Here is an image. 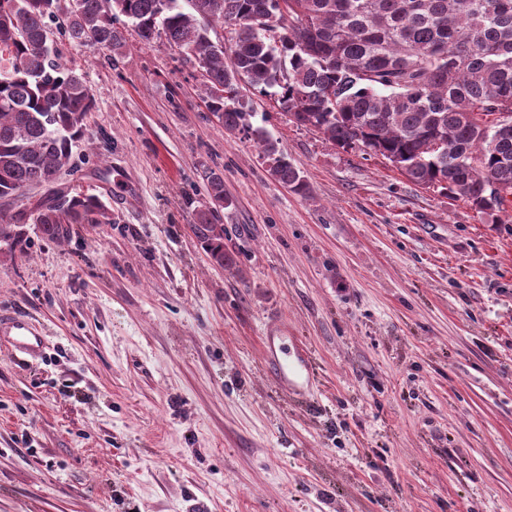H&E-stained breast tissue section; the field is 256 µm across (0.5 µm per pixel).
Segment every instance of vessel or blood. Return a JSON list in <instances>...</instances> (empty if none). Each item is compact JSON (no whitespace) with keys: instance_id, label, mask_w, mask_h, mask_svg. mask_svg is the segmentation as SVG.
<instances>
[{"instance_id":"1","label":"vessel or blood","mask_w":512,"mask_h":512,"mask_svg":"<svg viewBox=\"0 0 512 512\" xmlns=\"http://www.w3.org/2000/svg\"><path fill=\"white\" fill-rule=\"evenodd\" d=\"M0 342L11 352L33 353L43 347L44 337L35 335L29 317L0 318ZM263 356L272 370L277 387L294 395H305L312 388V357L302 349H289L288 327L277 320L268 324L262 338Z\"/></svg>"}]
</instances>
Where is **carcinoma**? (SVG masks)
Masks as SVG:
<instances>
[{
  "instance_id": "1",
  "label": "carcinoma",
  "mask_w": 512,
  "mask_h": 512,
  "mask_svg": "<svg viewBox=\"0 0 512 512\" xmlns=\"http://www.w3.org/2000/svg\"><path fill=\"white\" fill-rule=\"evenodd\" d=\"M0 0V241L26 244L23 225L62 240L76 224H110L99 195L58 184L95 107L85 73L62 61L56 37L115 55L124 17L140 41L163 39L201 68L202 94L230 134L252 139L271 175L306 195L299 170L276 141L248 122L244 79L275 90L288 119L343 150L385 159L414 185L512 222V0ZM256 20L230 30L217 23ZM230 55L232 66L224 65ZM208 204L190 230L211 260L224 252L219 209L224 176L203 171ZM42 194L32 203L25 191Z\"/></svg>"
}]
</instances>
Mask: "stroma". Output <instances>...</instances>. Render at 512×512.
<instances>
[{
    "label": "stroma",
    "mask_w": 512,
    "mask_h": 512,
    "mask_svg": "<svg viewBox=\"0 0 512 512\" xmlns=\"http://www.w3.org/2000/svg\"><path fill=\"white\" fill-rule=\"evenodd\" d=\"M122 56L58 42L96 107L62 186L112 212L0 249V512H512V223L331 145L242 88L308 187L225 132L199 75L128 33ZM224 175V247L189 226ZM288 320L315 392L277 391L261 336ZM34 328L29 317L13 315L0 317L1 342L12 353H33L43 347L44 336H35Z\"/></svg>",
    "instance_id": "stroma-1"
}]
</instances>
